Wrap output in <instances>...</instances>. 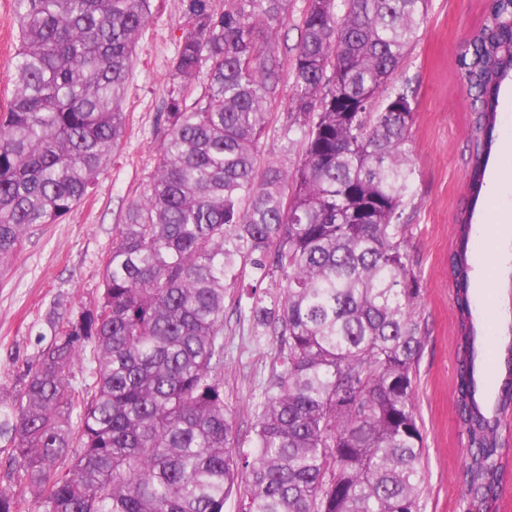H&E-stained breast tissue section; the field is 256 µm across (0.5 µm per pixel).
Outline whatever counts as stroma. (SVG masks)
Instances as JSON below:
<instances>
[{
  "instance_id": "35a3bbf8",
  "label": "stroma",
  "mask_w": 512,
  "mask_h": 512,
  "mask_svg": "<svg viewBox=\"0 0 512 512\" xmlns=\"http://www.w3.org/2000/svg\"><path fill=\"white\" fill-rule=\"evenodd\" d=\"M487 0H429L423 36L397 76L410 83L416 104L413 150L415 194L406 210L408 250L420 283L418 317L424 341L417 363L416 405L426 448L425 512H464L465 439L453 405L456 370L455 304L448 286V252L455 244L454 217L465 203L470 153L471 101L459 78L458 53L479 26ZM179 0H151V17L140 39L123 102L127 130L120 148L92 192L65 220L43 224L15 261L0 273V400H12L29 365L52 333L46 314L62 315L93 304L99 295L102 261L129 203L142 192L156 166L164 91L182 33ZM18 27L14 0H0V112L12 96ZM288 88L279 84L257 155L258 169L275 162L292 168L301 144L282 149L281 135L294 120ZM498 143L489 160L470 248L474 272L469 291L486 335L512 325V83L499 97ZM273 292L271 281L244 285L225 299L224 401L241 429L252 422L250 404L270 375L276 345L258 335L254 321L234 312L249 305L253 288Z\"/></svg>"
}]
</instances>
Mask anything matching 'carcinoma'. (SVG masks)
<instances>
[{
	"label": "carcinoma",
	"mask_w": 512,
	"mask_h": 512,
	"mask_svg": "<svg viewBox=\"0 0 512 512\" xmlns=\"http://www.w3.org/2000/svg\"><path fill=\"white\" fill-rule=\"evenodd\" d=\"M429 0H306L292 58L293 170L256 177L288 0H187L157 166L116 225L98 302L48 313L51 342L0 404L7 467L43 512H423L416 365L424 332L404 213L416 175L413 92L394 78ZM150 0H15L13 94L0 112V270L67 218L126 132L121 102ZM471 99L467 204L448 253L454 406L466 512H497L512 463L509 339L483 343L468 243L512 78V0L461 47ZM200 93H195L197 87ZM284 286L249 313L279 368L245 435L224 404V298L240 265ZM92 366L75 380L85 352ZM0 512H26L0 488Z\"/></svg>",
	"instance_id": "1"
}]
</instances>
